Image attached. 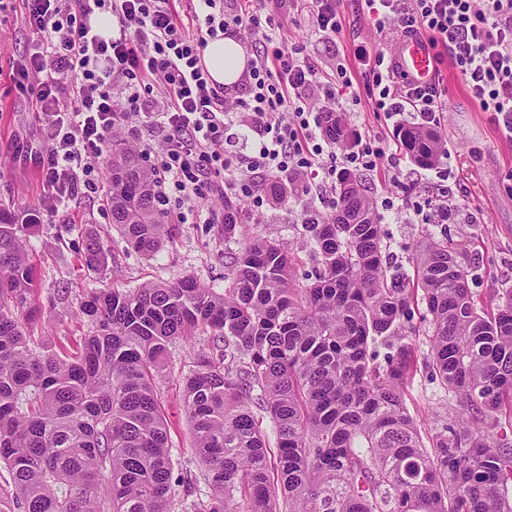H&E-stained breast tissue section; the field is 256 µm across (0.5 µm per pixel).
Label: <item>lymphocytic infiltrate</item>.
I'll return each instance as SVG.
<instances>
[{
  "instance_id": "1",
  "label": "lymphocytic infiltrate",
  "mask_w": 512,
  "mask_h": 512,
  "mask_svg": "<svg viewBox=\"0 0 512 512\" xmlns=\"http://www.w3.org/2000/svg\"><path fill=\"white\" fill-rule=\"evenodd\" d=\"M38 36L22 76L44 116L38 157L45 208L68 207L81 189L98 192L101 158L127 111L158 127L161 164L155 175L159 205L170 190L183 201L223 198L225 184L260 198L268 177L290 173L323 187L320 157L328 142L324 113L355 99L363 85L373 111L411 114L437 127L445 90L440 82H398L394 56L357 50L354 63L337 62L336 92L319 98L323 71L301 50L276 46L273 31L288 14L266 13L263 0H22ZM381 3L372 27L409 36L427 33L442 44L464 76L470 96L512 140V0H365ZM112 18V34L95 33L92 19ZM236 34L250 59L234 90L214 83L204 63L210 40ZM125 111H118L117 103ZM253 137V151L229 166L224 136L232 125Z\"/></svg>"
}]
</instances>
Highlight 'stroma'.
Masks as SVG:
<instances>
[{
	"instance_id": "stroma-1",
	"label": "stroma",
	"mask_w": 512,
	"mask_h": 512,
	"mask_svg": "<svg viewBox=\"0 0 512 512\" xmlns=\"http://www.w3.org/2000/svg\"><path fill=\"white\" fill-rule=\"evenodd\" d=\"M300 23L289 26L279 39L282 48L304 46L323 71L338 60L353 61L362 46L381 50L396 44V33L376 34L368 22L363 0H343L345 28L342 41L316 29L310 0H303ZM31 34L21 15L19 0H0V204L16 212L38 209V231L31 239V260L36 268L34 303L39 315L26 327L35 348L51 344L62 352L87 331L81 302L105 288H134L145 282H171L186 275L216 290L224 288V258L238 243L224 239V226L209 224L204 213L183 210L179 201L169 205L170 236L161 250L146 257L130 248L113 226L99 195H79L70 210L55 215L40 211L38 152L42 131L38 116L19 86L18 69L27 54ZM437 68L447 94L443 102L440 133L455 152L453 171L421 167L404 151L395 150L397 120L373 112L368 99L344 100L356 137L376 135L393 148L391 165L397 179L364 172L365 187L373 200L391 198L403 216L386 223L385 242L397 260L424 241L427 234L449 237L459 243L467 265L469 286L479 308L496 311L505 290L512 289V141L501 135L489 113L483 112L469 92L465 78L453 66L443 47H436ZM447 198L452 212L448 223L423 224L410 220L418 204ZM331 192L313 191L284 204L255 205L241 197V221L249 231L276 240L295 242L303 207L329 211ZM97 238L108 253L100 272L87 270L80 258L89 238ZM67 290L57 301L58 290ZM428 326L413 319L405 328L404 342L412 351L413 373L406 385V404L422 437L447 422L457 409L455 394L432 379L428 369ZM207 344L177 342L170 348L168 366L159 380V403L170 425L175 469H197L191 454L192 433L182 407L181 381L193 365L199 348Z\"/></svg>"
}]
</instances>
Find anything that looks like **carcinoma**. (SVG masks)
<instances>
[{
	"mask_svg": "<svg viewBox=\"0 0 512 512\" xmlns=\"http://www.w3.org/2000/svg\"><path fill=\"white\" fill-rule=\"evenodd\" d=\"M322 129L339 147L353 142L338 115ZM397 137L417 165L439 162L440 134L403 125ZM109 181L112 224L154 256L168 227L153 170L120 134ZM240 213L224 198V239L240 241L224 291L189 275L94 292L80 304L91 330L61 357L34 350L17 316L33 292L36 225L0 206V512H512V290L497 311L478 309L457 249L432 238L409 257L417 287H407L352 173L332 212H304L298 235L316 264L307 284L294 248L248 235ZM106 260L90 240L84 265ZM417 292L432 376L459 408L429 448L404 401L401 329ZM201 334L208 347L182 400L203 470L176 475L156 379L170 345Z\"/></svg>",
	"mask_w": 512,
	"mask_h": 512,
	"instance_id": "cac0c4a2",
	"label": "carcinoma"
}]
</instances>
